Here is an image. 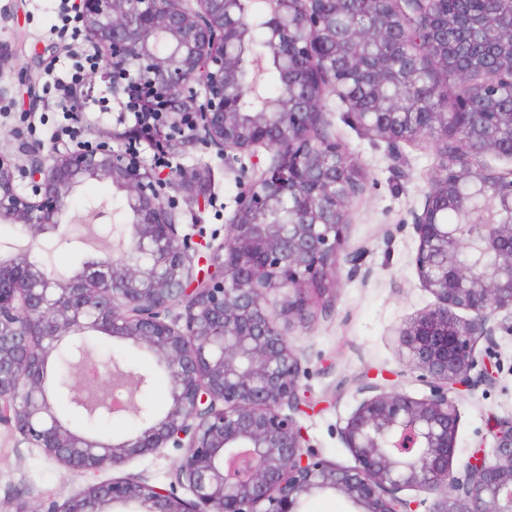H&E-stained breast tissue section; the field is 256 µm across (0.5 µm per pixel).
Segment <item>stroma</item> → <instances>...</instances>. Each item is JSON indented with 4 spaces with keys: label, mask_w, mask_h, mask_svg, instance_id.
<instances>
[{
    "label": "stroma",
    "mask_w": 512,
    "mask_h": 512,
    "mask_svg": "<svg viewBox=\"0 0 512 512\" xmlns=\"http://www.w3.org/2000/svg\"><path fill=\"white\" fill-rule=\"evenodd\" d=\"M73 2L0 0V153L17 163L28 161L27 149L32 144H47L57 137L67 141L90 137L76 117L59 105L61 85L69 83L71 73L85 63L82 46L70 35L71 15L63 10ZM327 108L337 138L367 177L363 194L350 208L346 230L347 247L363 248L365 255L360 274L340 268L339 286L331 302L315 309L305 326L289 329L288 341L302 352L308 370L302 384L313 408L297 416L304 434L324 458L352 467L356 461L338 430L362 399V387L382 374L407 392L419 390L396 331L435 303L416 274L418 241L412 222L438 155L434 143L427 141L391 151L386 143L371 142L347 124L337 99H330ZM181 163L188 168H209L203 192L213 198L203 207L185 204L184 223L191 225L198 240H223L238 192L235 171L200 149L184 156ZM85 234L84 227L74 226L66 239L45 237L42 254L46 264L62 276L77 271L86 256ZM496 340L494 384L465 393L458 401L455 459L459 462L486 439L488 416L512 415V335L500 331ZM86 342L149 374L151 383L140 393V400L154 410L166 405L168 380L155 356L100 332L89 333ZM53 404L78 431L93 430L119 440L140 427L127 414L92 425L64 405L59 394ZM180 455V450L167 448L91 476L60 464L0 424V512H33L41 504L64 502L94 479L136 475L164 487Z\"/></svg>",
    "instance_id": "obj_1"
}]
</instances>
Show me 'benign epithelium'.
I'll return each instance as SVG.
<instances>
[{
  "mask_svg": "<svg viewBox=\"0 0 512 512\" xmlns=\"http://www.w3.org/2000/svg\"><path fill=\"white\" fill-rule=\"evenodd\" d=\"M233 2L79 0L94 66L68 104L84 117L95 87H105L119 107L112 137L58 139L37 147L27 166L0 154V221L30 238L28 249L0 259V423L84 473L182 450L167 489L128 475L35 512H112L116 502L137 512H302L325 492L345 496L354 512H512V417H488L492 450L481 446L453 468L458 398L494 382L487 362L496 332L512 333V167L491 163L505 157L495 132L512 131V107L501 108L512 89V25L475 23L472 66L463 70L443 0H364L374 17L365 27L336 8L347 0H276L250 47L254 65L299 59L304 71L297 79L283 69L272 99L257 94L229 36L255 29ZM389 42L405 66L381 60ZM424 67L437 74V100L420 121L388 89L411 84ZM332 97L364 137L394 150L440 144L412 224L416 273L436 303L398 330L423 392L364 386L369 395L339 431L353 467L306 440L297 421L305 368L286 334L335 291L340 264L356 273L364 257L345 246V230L366 178L331 131ZM190 147L250 160L237 170L224 240L207 244L204 257L180 222L179 196L199 174L173 160ZM102 179L124 193L132 218L122 256L67 277L32 263L39 236L67 223L76 188ZM476 211L481 225L472 231ZM175 306L182 312L172 314ZM88 331L153 353L169 379L168 408L119 442L71 430L48 396L49 359Z\"/></svg>",
  "mask_w": 512,
  "mask_h": 512,
  "instance_id": "benign-epithelium-1",
  "label": "benign epithelium"
}]
</instances>
